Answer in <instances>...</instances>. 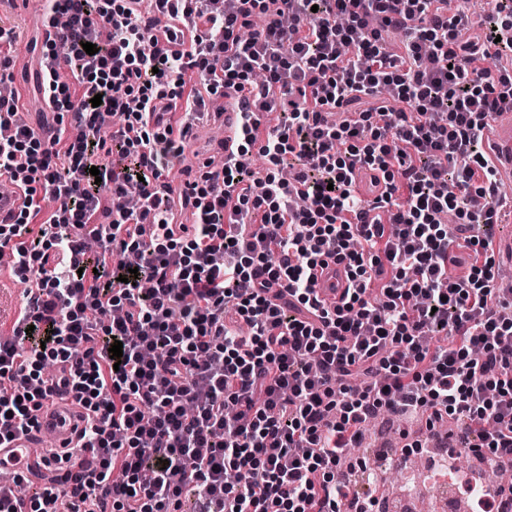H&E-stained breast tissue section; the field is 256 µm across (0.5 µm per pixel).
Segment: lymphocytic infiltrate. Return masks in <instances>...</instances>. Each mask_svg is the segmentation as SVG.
I'll list each match as a JSON object with an SVG mask.
<instances>
[{"label": "lymphocytic infiltrate", "instance_id": "1", "mask_svg": "<svg viewBox=\"0 0 512 512\" xmlns=\"http://www.w3.org/2000/svg\"><path fill=\"white\" fill-rule=\"evenodd\" d=\"M444 2L44 0L56 135L0 99V178L22 200L0 250L30 285L0 340V440L32 426L50 365L69 364L59 382L89 418L57 482L18 477L28 495L1 486L0 512H180L188 492L196 512H340L382 413L422 416L427 437L456 421L481 463L512 455V288L483 153L512 102V70L483 65L512 60V0L464 45L471 21ZM224 88L242 138L186 180L180 234L166 174ZM264 112L280 115L265 131ZM366 168L385 183L371 200ZM330 257L349 281L332 310L313 277Z\"/></svg>", "mask_w": 512, "mask_h": 512}]
</instances>
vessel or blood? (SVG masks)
I'll return each mask as SVG.
<instances>
[{"label":"vessel or blood","instance_id":"b4317fda","mask_svg":"<svg viewBox=\"0 0 512 512\" xmlns=\"http://www.w3.org/2000/svg\"><path fill=\"white\" fill-rule=\"evenodd\" d=\"M213 116L224 126V137L210 145L209 151L224 157L237 151L241 125L240 115L232 99H225L217 105ZM489 148L487 158L495 170L499 187L500 203L497 207V221L512 224V109L506 108L496 113L492 131L487 138ZM316 276L319 283L321 303L335 307L348 286L342 264L335 259H327L318 266ZM85 412L70 394L55 395L50 408L41 410L32 431L16 435L0 447V471H18L30 478L49 480L54 470L50 465L54 457L62 456L75 448L84 426ZM44 441L49 449L44 454H35L37 442Z\"/></svg>","mask_w":512,"mask_h":512}]
</instances>
